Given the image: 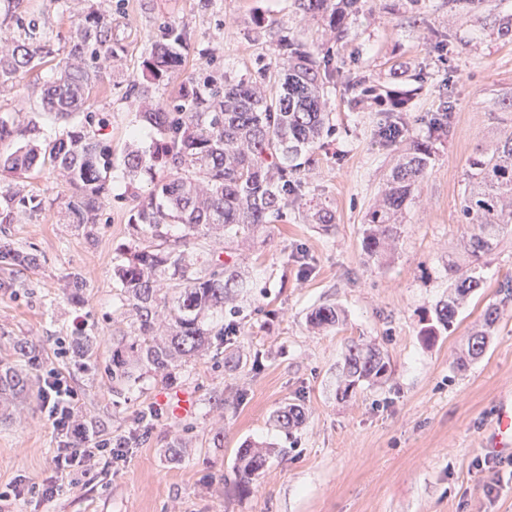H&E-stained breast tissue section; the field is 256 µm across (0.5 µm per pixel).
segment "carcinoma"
Listing matches in <instances>:
<instances>
[{
  "mask_svg": "<svg viewBox=\"0 0 512 512\" xmlns=\"http://www.w3.org/2000/svg\"><path fill=\"white\" fill-rule=\"evenodd\" d=\"M295 2L303 14L321 18L339 35L361 0ZM187 45L186 33L168 30L143 59L126 96L153 138L148 148L124 154V171L130 177L149 175L153 187L130 209L131 239L113 269L122 300L135 313L132 335L121 337L112 350V382L117 385L132 381L134 367H148L165 378L189 358L203 356L209 337L224 335L222 328L204 327L203 318L208 313L222 316L226 310L237 313L233 293L243 282L236 269L201 241L218 234L226 242H251L267 225L282 220L288 208L300 205L298 173L333 127L325 88L336 81L339 70L332 58L319 64L304 45L284 35L276 40L277 64L265 69L259 79L236 80L204 69L180 87L173 103L142 109L143 101L172 76ZM53 53L52 38L37 31L34 23L22 36L0 35V84ZM112 56L111 25L104 13L92 7L79 19L59 77L41 98L42 111L69 124L67 130L39 142L36 124L19 127L0 120V143L23 141L15 150L0 154V172L25 174L47 163L59 169L73 188L67 206L70 222L89 235L98 212L112 198V147L90 137L81 126L95 120V113L88 111L90 90L100 76L102 58ZM404 107L405 103H396V113L380 128L385 141L399 142L395 132L404 131L400 116ZM452 112L449 101L444 112L429 122L427 135L401 150L378 204L367 214L362 249L368 257H383L399 240L406 203L426 173L435 142L448 136ZM76 117L79 124H70ZM159 169L165 175L158 180ZM0 200L4 202L1 224L11 223L16 210L34 213L40 208L35 199L10 191ZM460 213L472 226L464 242L472 266L460 271L454 292L435 307L436 323L422 334L426 342L435 341L440 330H448L463 299L483 287L477 263L497 247L501 233L512 223V133L491 151L469 159ZM306 218L313 224L336 223L335 213L323 205L308 208ZM37 261L36 254L0 241V266L28 268ZM498 288L504 297L486 308L481 328L467 336L455 358L460 369L485 352L489 336L512 300L511 277ZM341 320V312L327 305L311 314L310 325L322 329ZM344 360L340 387L344 397L388 372L389 362L374 344H349ZM28 390L29 378L21 371L13 366L0 368L4 400ZM301 418L296 406L277 415L283 429ZM265 464L261 452L239 449L236 470L242 487H248Z\"/></svg>",
  "mask_w": 512,
  "mask_h": 512,
  "instance_id": "1",
  "label": "carcinoma"
}]
</instances>
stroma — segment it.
<instances>
[{
	"label": "stroma",
	"instance_id": "stroma-1",
	"mask_svg": "<svg viewBox=\"0 0 512 512\" xmlns=\"http://www.w3.org/2000/svg\"><path fill=\"white\" fill-rule=\"evenodd\" d=\"M91 2L111 22L116 56L90 92V111L107 123L89 133L109 142L117 160L128 146L151 142L147 131L133 137L140 121L125 94L168 28L186 31L190 42L169 85L156 92L158 104L209 65L257 78L260 66L274 63L280 34L299 38L315 59L331 53L340 72L327 86L335 129L301 179L308 199L332 209L336 222L308 223L292 207L259 241L232 246L228 261L246 286L238 316L213 320L225 335L176 368L173 381L143 368L135 382L116 387L112 350L134 316L120 302L112 268L128 240L133 198L147 196L150 182H129L114 168L112 202L90 236L68 222L72 190L52 166L0 177V187L41 203L38 212L0 224V240L40 256L32 268L0 269V361L27 372L33 356L54 364L58 337L90 339V364L66 366L82 393L80 411L102 433L141 435L123 461L76 475L54 501L27 496L0 503V512H512V479L486 490L492 475L484 462L496 454L482 443L499 403L512 398V309L480 358L463 369L454 364L487 305L500 300L499 282L512 276L511 231L484 258V286L467 297L453 328L431 345L420 337L455 284L450 265L469 263L463 242L470 227L459 214L468 161L512 131V112L495 107L512 92V0L453 15L448 0H361L338 37L321 19L302 17L294 0H213L207 9L199 0H23L15 15L0 0V28L15 29L19 16L34 20L61 50ZM440 32L449 34V48L437 47ZM57 75L49 61L0 86V117L36 122L43 139L58 136L63 122L40 110L42 91ZM409 89L406 137L426 135L447 95L456 112L406 206L394 253L375 260L362 249L363 224L399 155L378 129L394 95ZM74 273L87 281L77 296L68 286ZM323 305L339 308L343 320L311 331L309 317ZM20 338L32 341L30 357L16 353ZM353 341L380 347L389 371L345 399L338 385ZM228 357L235 367H225ZM40 386L33 379L15 412L0 414V487L52 475L56 439L39 413ZM182 390L195 395L191 415L165 413L141 430L144 407ZM289 405L303 419L285 430L276 414ZM176 438L183 450L173 462L167 449ZM248 444L265 447L267 463L244 491L235 465Z\"/></svg>",
	"mask_w": 512,
	"mask_h": 512
}]
</instances>
